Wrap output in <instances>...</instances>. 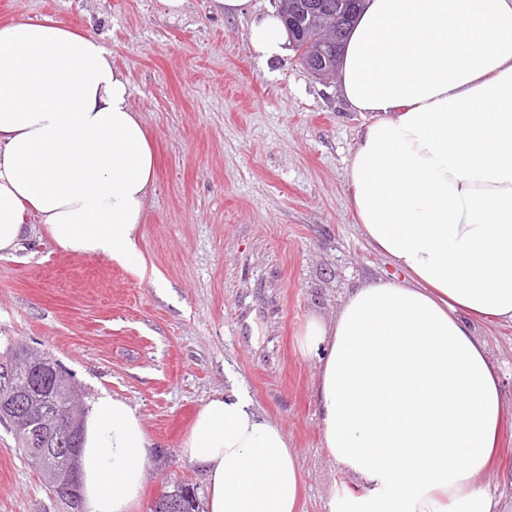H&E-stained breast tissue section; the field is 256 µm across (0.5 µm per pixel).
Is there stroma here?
Segmentation results:
<instances>
[{"instance_id": "1", "label": "stroma", "mask_w": 512, "mask_h": 512, "mask_svg": "<svg viewBox=\"0 0 512 512\" xmlns=\"http://www.w3.org/2000/svg\"><path fill=\"white\" fill-rule=\"evenodd\" d=\"M47 18L103 35L156 151V182L138 269L65 252L28 217L21 247L0 257V350L48 355L83 404L105 391L136 411L151 448L133 512L184 479L205 496L183 444L202 406L235 384L295 450L301 512H329L353 480L323 446L319 365L299 340L309 320L335 318L348 288L398 276L349 204L345 173L368 113L294 52L257 61L249 19L214 0H188L174 18L162 0H0V24ZM476 333L512 404V326ZM511 472L508 426L485 476L503 512ZM0 512H67L3 424Z\"/></svg>"}]
</instances>
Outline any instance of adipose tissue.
<instances>
[{
    "mask_svg": "<svg viewBox=\"0 0 512 512\" xmlns=\"http://www.w3.org/2000/svg\"><path fill=\"white\" fill-rule=\"evenodd\" d=\"M248 44L269 61L275 11ZM369 113L346 169L370 246L402 272L352 288L300 341L320 366L323 445L357 486L330 512H501L484 481L512 417L475 324L512 323V0H366L337 75ZM102 35L46 19L0 26V256L28 215L62 250L135 269L156 159ZM150 442L101 393L82 424L83 512H131ZM183 454L207 512H299L283 430L239 387L198 412Z\"/></svg>",
    "mask_w": 512,
    "mask_h": 512,
    "instance_id": "1",
    "label": "adipose tissue"
}]
</instances>
